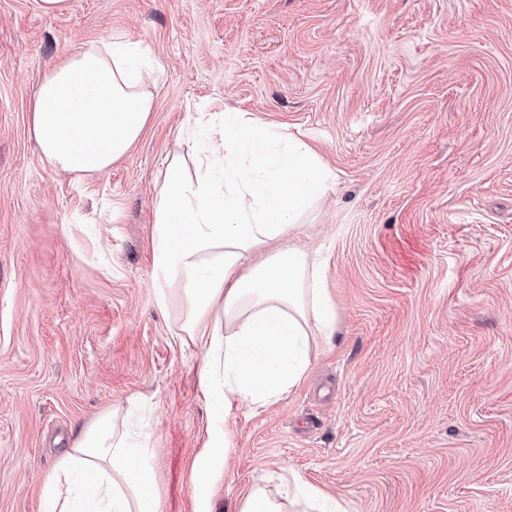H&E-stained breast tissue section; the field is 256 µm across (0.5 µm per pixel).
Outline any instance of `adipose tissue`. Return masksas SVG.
Returning a JSON list of instances; mask_svg holds the SVG:
<instances>
[{
  "label": "adipose tissue",
  "instance_id": "obj_1",
  "mask_svg": "<svg viewBox=\"0 0 512 512\" xmlns=\"http://www.w3.org/2000/svg\"><path fill=\"white\" fill-rule=\"evenodd\" d=\"M151 53L123 36L81 44L44 77L31 122L43 159L66 173L110 168L141 136L153 106ZM250 157L242 177L211 166ZM328 167L301 145L242 113L195 175L170 162L154 199L151 240L159 282L176 289L180 332L205 352L202 384L262 406L299 385L310 352L332 341L336 312L317 257L301 241V213L324 194ZM149 435L109 410L82 427L45 481L39 512H159ZM234 512H341L299 475L271 495L255 484Z\"/></svg>",
  "mask_w": 512,
  "mask_h": 512
}]
</instances>
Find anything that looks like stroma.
Segmentation results:
<instances>
[{
    "mask_svg": "<svg viewBox=\"0 0 512 512\" xmlns=\"http://www.w3.org/2000/svg\"><path fill=\"white\" fill-rule=\"evenodd\" d=\"M120 34L159 65L149 121L107 172H59L34 94ZM228 112L336 176L302 219L337 331L261 407L202 386L151 243L168 164ZM133 402L160 512L291 472L345 512H512V0H0V512H38L73 432Z\"/></svg>",
    "mask_w": 512,
    "mask_h": 512,
    "instance_id": "stroma-1",
    "label": "stroma"
}]
</instances>
